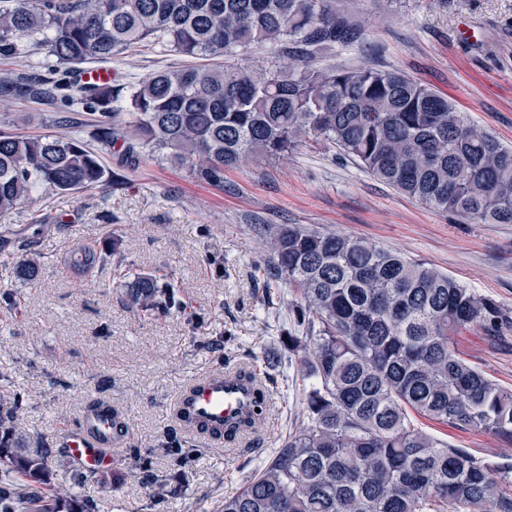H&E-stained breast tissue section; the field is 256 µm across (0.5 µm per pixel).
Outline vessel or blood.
<instances>
[{
    "mask_svg": "<svg viewBox=\"0 0 512 512\" xmlns=\"http://www.w3.org/2000/svg\"><path fill=\"white\" fill-rule=\"evenodd\" d=\"M259 403L256 388L237 379L230 370L209 373L189 381L176 395L173 414L204 424L214 433H223L241 416L255 412ZM112 407L107 403L88 406L78 428L65 441L70 459L88 476L112 465Z\"/></svg>",
    "mask_w": 512,
    "mask_h": 512,
    "instance_id": "1",
    "label": "vessel or blood"
}]
</instances>
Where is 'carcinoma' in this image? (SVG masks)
I'll return each mask as SVG.
<instances>
[{
  "label": "carcinoma",
  "mask_w": 512,
  "mask_h": 512,
  "mask_svg": "<svg viewBox=\"0 0 512 512\" xmlns=\"http://www.w3.org/2000/svg\"><path fill=\"white\" fill-rule=\"evenodd\" d=\"M362 30L336 0H0V58L35 49L46 78L4 77L0 98L67 102L61 91L89 61L160 46L185 56L271 44L288 60L256 75L213 63L168 69L129 94L87 83L78 103L92 137L129 155L165 157L224 187V168L276 157L301 135L322 137L367 172L436 209L484 224H512V148L472 124L444 94L398 71L319 69L317 55ZM128 111L124 126L114 123ZM118 173L67 134L0 133V212L33 194L110 187ZM277 282L296 292L289 337L304 411L282 446L221 512H512V465L479 459L430 435L423 417L512 444V390L451 345L462 329L491 334L512 317L425 263L360 238L282 224L270 233ZM114 249L82 247L76 270L111 264ZM33 257L0 261V276L33 280ZM174 285L137 276L128 307L163 312ZM0 396V512H93L50 479V459L25 447L14 408ZM263 412L224 432L258 429Z\"/></svg>",
  "instance_id": "carcinoma-1"
}]
</instances>
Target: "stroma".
Returning <instances> with one entry per match:
<instances>
[{
	"instance_id": "stroma-1",
	"label": "stroma",
	"mask_w": 512,
	"mask_h": 512,
	"mask_svg": "<svg viewBox=\"0 0 512 512\" xmlns=\"http://www.w3.org/2000/svg\"><path fill=\"white\" fill-rule=\"evenodd\" d=\"M363 31L358 42L321 55L320 65L396 70L447 94L467 119L512 146V0H341ZM187 57L148 47L107 61L126 86ZM82 106L2 100L0 132L91 134ZM123 182L74 194L39 193L32 211L0 214V251L40 255L31 282L12 280L19 301L0 298V394L22 399L17 422L31 448L48 450L52 484L96 512H220L267 460L302 412L287 338L293 296L266 286L268 230L293 224L370 240L447 273L512 316V224H481L430 208L377 179L335 144L312 135L280 157H249L225 169L216 188L161 159L127 161L101 148ZM45 215L44 228L31 224ZM112 241L111 265L73 275L68 252ZM177 286L167 313L129 308L134 274ZM454 349L512 389V329H468ZM245 366L259 373L266 410L258 431L234 442L186 434L169 415L178 389L208 371ZM109 402L128 432L112 448V467L83 475L61 446L82 409ZM434 437L490 462L512 458L495 436L425 418ZM183 471L178 493L157 496L139 468Z\"/></svg>"
}]
</instances>
